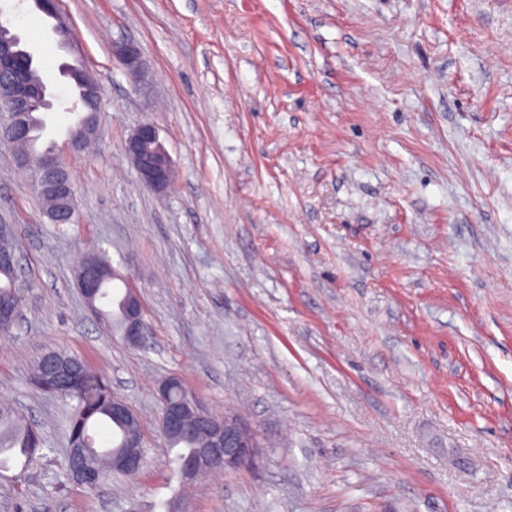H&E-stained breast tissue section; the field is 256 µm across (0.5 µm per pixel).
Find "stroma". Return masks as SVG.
Instances as JSON below:
<instances>
[{"instance_id":"1","label":"stroma","mask_w":512,"mask_h":512,"mask_svg":"<svg viewBox=\"0 0 512 512\" xmlns=\"http://www.w3.org/2000/svg\"><path fill=\"white\" fill-rule=\"evenodd\" d=\"M59 48L32 0L0 23L101 91L92 150L45 140L76 221L51 223L0 138L22 318L0 339V400L50 453L0 471V512H512V0H61ZM136 45L132 77L112 43ZM157 125L174 180L124 151ZM103 254L129 276L145 336H111L76 282ZM59 348L138 414L145 465L96 492L67 482L63 401L31 383ZM178 376L241 414L257 462L183 494L159 435Z\"/></svg>"}]
</instances>
